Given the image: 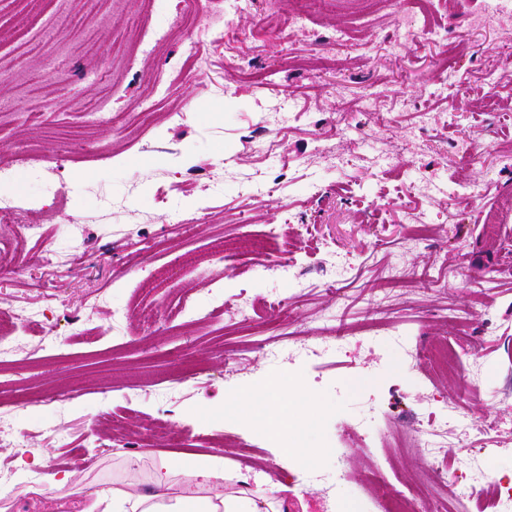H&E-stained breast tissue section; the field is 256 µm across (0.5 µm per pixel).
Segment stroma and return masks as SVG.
Instances as JSON below:
<instances>
[{
  "label": "stroma",
  "mask_w": 512,
  "mask_h": 512,
  "mask_svg": "<svg viewBox=\"0 0 512 512\" xmlns=\"http://www.w3.org/2000/svg\"><path fill=\"white\" fill-rule=\"evenodd\" d=\"M482 7L410 0L446 33L433 42L406 37L394 0H313L299 28L294 0H243L235 11L195 0L202 18L223 15L222 36L178 32L157 45L142 0L112 10L70 0L80 23L50 57L17 17L28 9L53 28V0H0V65L42 75L0 124L6 191L43 206L41 217L22 208L0 222V309L44 312L53 342L44 350L19 336L0 366V484L26 487L0 498V512H84L114 488L151 493L162 457L181 450L298 489L294 512H371V471L384 461L423 488L416 512H432L473 465L499 480L512 464V170L502 164L512 59L501 55L512 16L472 27ZM104 97L126 113L121 127L88 121ZM148 106L151 126L140 118ZM27 112L47 113L45 125H26ZM319 141L328 155L315 152ZM67 142L85 149L59 174ZM46 175L57 194L43 195ZM455 183L468 193L452 205ZM410 210L436 226L428 240L411 238ZM36 218L39 234L26 235ZM54 249L70 264L44 261ZM396 263L409 285L389 281ZM274 291L286 306L241 320V299ZM184 298L204 321L180 313ZM143 306L152 324L139 319ZM329 336L342 348L322 358L265 350ZM448 343L475 350L477 394L430 368L428 354ZM287 376L321 408L303 410L284 436L275 405L234 399ZM446 405L488 428L449 430L443 460L397 447L396 434ZM162 420L181 437L155 434ZM287 442L294 454L276 460ZM39 453L47 466L19 476L17 461ZM340 453L341 484L309 481ZM55 471L72 483L47 490Z\"/></svg>",
  "instance_id": "1"
}]
</instances>
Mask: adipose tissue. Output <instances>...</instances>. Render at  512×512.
<instances>
[{"mask_svg":"<svg viewBox=\"0 0 512 512\" xmlns=\"http://www.w3.org/2000/svg\"><path fill=\"white\" fill-rule=\"evenodd\" d=\"M245 402H272L280 409L279 429L291 430L299 409L291 378L276 379L245 395ZM187 484L182 493H174L176 477ZM230 475L223 459L193 453H177L162 460L153 481L156 493L143 496L116 490L112 493V512H279L277 497L263 493L267 478L253 476L255 490L223 491Z\"/></svg>","mask_w":512,"mask_h":512,"instance_id":"obj_1","label":"adipose tissue"}]
</instances>
